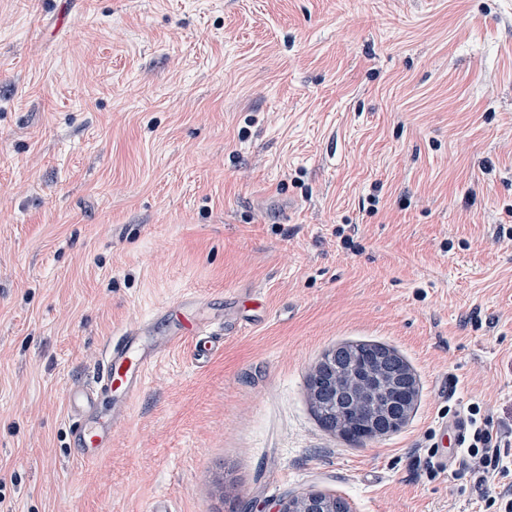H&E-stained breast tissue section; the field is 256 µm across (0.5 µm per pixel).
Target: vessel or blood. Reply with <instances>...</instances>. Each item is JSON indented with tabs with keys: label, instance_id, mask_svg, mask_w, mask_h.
<instances>
[{
	"label": "vessel or blood",
	"instance_id": "b4317fda",
	"mask_svg": "<svg viewBox=\"0 0 512 512\" xmlns=\"http://www.w3.org/2000/svg\"><path fill=\"white\" fill-rule=\"evenodd\" d=\"M243 321L237 313L225 314L219 324L203 321L186 323L169 336L148 338L140 329L130 328L111 337L103 347L101 369L94 381H75L64 387L67 421L73 440L85 448V461L112 446V438L125 414V397L143 385L151 367L166 351L182 341H191L196 359L217 350L223 338L235 333ZM468 423L440 420L435 463L447 468L449 449L464 445Z\"/></svg>",
	"mask_w": 512,
	"mask_h": 512
}]
</instances>
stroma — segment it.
Segmentation results:
<instances>
[{
  "label": "stroma",
  "mask_w": 512,
  "mask_h": 512,
  "mask_svg": "<svg viewBox=\"0 0 512 512\" xmlns=\"http://www.w3.org/2000/svg\"><path fill=\"white\" fill-rule=\"evenodd\" d=\"M512 0H0V473L10 512H478L437 423L512 425ZM225 308L78 458L65 383L114 332ZM386 345L397 432L325 428L310 374Z\"/></svg>",
  "instance_id": "1"
}]
</instances>
